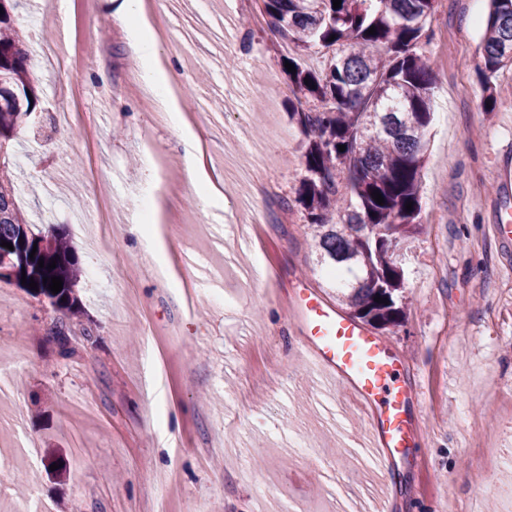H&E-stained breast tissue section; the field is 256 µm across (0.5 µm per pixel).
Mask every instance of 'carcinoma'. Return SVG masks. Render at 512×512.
<instances>
[{"label":"carcinoma","instance_id":"carcinoma-1","mask_svg":"<svg viewBox=\"0 0 512 512\" xmlns=\"http://www.w3.org/2000/svg\"><path fill=\"white\" fill-rule=\"evenodd\" d=\"M262 3L270 28L285 40L305 52L331 51L319 75L302 58H288L296 69L288 73V88L307 104L290 113L305 135V176L298 201L320 262L341 282L338 300L353 318L375 329L398 326L407 318V304L397 252L423 232L420 172L436 77L421 48L430 39L436 0H341L339 8L333 7V0ZM15 7L14 0H0V80L17 92L0 104V156L5 157L36 104L30 56L9 16ZM372 26L376 34L369 35ZM478 52L484 105L490 109L499 93L494 78L504 69L512 70V0H490ZM374 192L384 204L373 199ZM2 241L13 246L11 251L0 246V265L12 268L5 281L31 277L37 283L32 296H45L56 311L79 313L73 296L79 274L76 253L62 234L33 232L4 161ZM38 241L46 248L33 250ZM52 262L56 267L47 269ZM53 276L63 281L56 294L43 283ZM377 296L387 303L376 302ZM72 326L73 321L59 318L50 328L62 358L72 354Z\"/></svg>","mask_w":512,"mask_h":512}]
</instances>
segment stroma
Wrapping results in <instances>:
<instances>
[{"label": "stroma", "instance_id": "obj_1", "mask_svg": "<svg viewBox=\"0 0 512 512\" xmlns=\"http://www.w3.org/2000/svg\"><path fill=\"white\" fill-rule=\"evenodd\" d=\"M42 0L15 17L30 54L39 124L7 158L35 228L71 235L80 275L74 353L61 358L47 299L0 282V512H512V246L488 232L512 155V93L482 104L476 47L487 0H438L426 50L436 88L421 177L424 232L401 251L404 323L381 332L411 395L412 448L381 467L373 437L336 380L313 370L291 314L306 283L333 300L297 204L304 136L284 63L292 43L261 0H161V55L222 184L204 202L154 105L125 84L137 61L112 0H67L69 65L43 67L58 32ZM98 134L94 153L71 113ZM149 131L169 254L191 261V289L149 264L127 225L154 189L139 146ZM116 215L99 249L75 236ZM260 261L263 278L245 274ZM36 448H29V441Z\"/></svg>", "mask_w": 512, "mask_h": 512}]
</instances>
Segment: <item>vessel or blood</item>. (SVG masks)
<instances>
[{"instance_id": "vessel-or-blood-1", "label": "vessel or blood", "mask_w": 512, "mask_h": 512, "mask_svg": "<svg viewBox=\"0 0 512 512\" xmlns=\"http://www.w3.org/2000/svg\"><path fill=\"white\" fill-rule=\"evenodd\" d=\"M295 310L303 350L314 365L346 384L373 433L375 456L385 460L402 453L410 437L409 392L400 382L398 359L378 336L315 290L298 288Z\"/></svg>"}]
</instances>
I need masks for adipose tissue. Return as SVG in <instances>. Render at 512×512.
<instances>
[{
    "instance_id": "1",
    "label": "adipose tissue",
    "mask_w": 512,
    "mask_h": 512,
    "mask_svg": "<svg viewBox=\"0 0 512 512\" xmlns=\"http://www.w3.org/2000/svg\"><path fill=\"white\" fill-rule=\"evenodd\" d=\"M112 17L125 27L128 45L139 64L143 81L156 91L169 114V121L176 130L182 147L185 168L191 183L206 196H214L215 188L199 157V140L185 120L178 98L172 93L177 76L161 61L157 42L146 19L141 0H114ZM163 207L162 196L152 197L129 221L130 234L134 235L145 252L151 255L159 249L154 222Z\"/></svg>"
}]
</instances>
